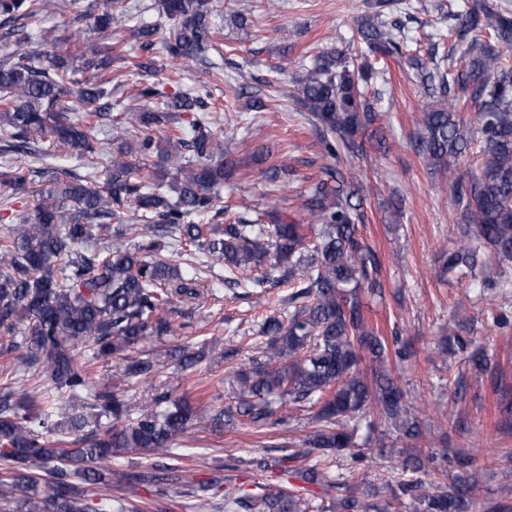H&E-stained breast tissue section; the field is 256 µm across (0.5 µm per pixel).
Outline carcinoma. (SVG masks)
<instances>
[{"instance_id":"carcinoma-1","label":"carcinoma","mask_w":512,"mask_h":512,"mask_svg":"<svg viewBox=\"0 0 512 512\" xmlns=\"http://www.w3.org/2000/svg\"><path fill=\"white\" fill-rule=\"evenodd\" d=\"M378 11L362 20L358 35L368 57L356 59L336 48L316 54L297 81L293 101L306 109L323 134L325 153L339 150L363 156L381 144L379 113L369 95L377 65L404 58L426 87L439 89L419 120L412 148L435 170L464 157L479 139L481 164L459 177L453 186L461 235L448 252L444 271L459 267L475 270L482 251L512 262V16L493 0H481L466 11L448 9V38L460 47V57L446 56L447 67L429 68L420 48L393 35L391 22ZM41 9L39 0H0V17L7 21L31 19ZM152 9L171 22L165 34L156 26L126 14L105 11L94 26L133 23L141 46L151 50L160 40L177 64L207 58L216 46L220 28L211 22L208 0H155ZM17 36L15 52L0 60V131L25 145L50 143L60 151L100 157L105 173L101 182L52 180V186L31 185L35 170L18 167L0 174L3 187L24 189L35 201L34 213L18 217L17 224L0 234V337L10 339L7 351L20 349L22 366L45 378L39 400L22 403L12 390L0 392V458L8 466L0 472V502L16 512H106L112 484L149 480L166 484L176 480V468L156 465L157 473L97 468L95 463L117 451L164 456L190 425L216 432L233 424L272 428L284 422L280 404L305 403L316 429L308 444L327 459L353 464L365 459L357 441L360 428L371 433L385 422L409 439H419V424L407 417L404 395L384 369L368 374L364 360L382 364L388 345L364 318L359 290L379 292L380 263L358 234L367 211L358 189L335 166H324L308 177L309 186L299 216L264 210L257 219L237 217L218 230L195 218L219 206L224 186V144L213 133L205 98L208 91L178 93L159 111L133 110L127 116L132 130L144 133L139 152H157L176 166L168 182L147 187L133 176L123 146L104 154L99 135L112 126V104L104 101L112 78L87 82L77 91L65 84L67 61L48 50L50 36L38 47ZM97 71L112 67V45L94 50ZM478 114L472 130L460 109ZM196 118L186 127L179 113ZM165 129V147L157 148L149 132ZM259 162L273 161L265 171L281 187L294 171L287 156L277 157L270 145L256 149ZM133 206L151 221L149 240L134 247L112 230L108 218L120 219V210ZM176 236L189 251L206 250L224 261V283L240 285L264 269L279 272L277 281L290 284L285 316L271 315L258 328L265 338L249 368L235 372V404L212 412L169 391L155 396L132 422L122 423L127 407L116 390L99 391L83 409L72 408L61 421L53 419L56 401L76 398L88 389L92 366L118 358L124 373L145 381L155 376L156 364L137 355L153 336L172 331L167 317L175 301L201 296V270L187 271L168 262L159 233ZM201 358L187 346L172 349L182 368ZM473 369L484 374L492 358L484 346L469 355ZM294 456L260 458L252 464L261 472H285ZM457 475L451 482L433 478L435 458L403 448L397 465L408 479L371 485L358 497L350 477L333 475L317 465L294 470L302 484L320 487V498L303 491L262 487L224 499L228 512H477L480 487L474 461L464 454L450 460ZM224 483L213 475L200 487L198 512H213L203 492Z\"/></svg>"}]
</instances>
